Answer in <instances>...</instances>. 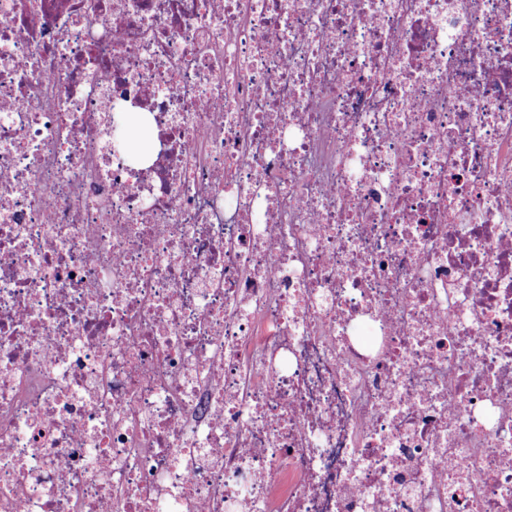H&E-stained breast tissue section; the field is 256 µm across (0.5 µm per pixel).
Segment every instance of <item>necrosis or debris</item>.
I'll return each instance as SVG.
<instances>
[{"label": "necrosis or debris", "instance_id": "4bbe7bcc", "mask_svg": "<svg viewBox=\"0 0 512 512\" xmlns=\"http://www.w3.org/2000/svg\"><path fill=\"white\" fill-rule=\"evenodd\" d=\"M99 3L0 0V512H512V0Z\"/></svg>", "mask_w": 512, "mask_h": 512}]
</instances>
